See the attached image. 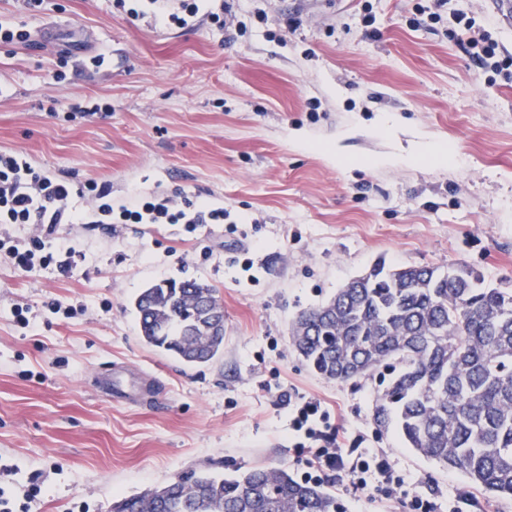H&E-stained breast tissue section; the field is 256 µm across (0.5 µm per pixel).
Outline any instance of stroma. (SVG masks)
Returning a JSON list of instances; mask_svg holds the SVG:
<instances>
[{
    "label": "stroma",
    "instance_id": "35a3bbf8",
    "mask_svg": "<svg viewBox=\"0 0 512 512\" xmlns=\"http://www.w3.org/2000/svg\"><path fill=\"white\" fill-rule=\"evenodd\" d=\"M144 15L131 19L127 8ZM512 54L493 0H205L192 26L146 0H0V152L76 185L108 182L112 205L184 195L220 224H60L73 268L14 267L0 250V493L29 512H112L119 498L188 470L314 469L277 395L319 399L347 447L387 455L396 494L323 482L347 512L492 510L459 472L405 448L372 419L377 381L316 375L292 320L377 262L463 264L512 288V70L472 61L458 14ZM103 63H96V56ZM102 105L87 115L85 108ZM396 116L457 159L377 166ZM348 157L332 163L327 149ZM199 279L224 307V353L191 366L148 345L133 302L161 280ZM25 323H17L16 313ZM139 401L112 397V375Z\"/></svg>",
    "mask_w": 512,
    "mask_h": 512
}]
</instances>
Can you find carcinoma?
<instances>
[{
    "label": "carcinoma",
    "instance_id": "cac0c4a2",
    "mask_svg": "<svg viewBox=\"0 0 512 512\" xmlns=\"http://www.w3.org/2000/svg\"><path fill=\"white\" fill-rule=\"evenodd\" d=\"M217 290L166 280L140 292V335L189 365L211 362L224 337L208 334ZM290 344L321 377L346 383L382 368L372 418L407 447L462 473L488 503L512 499V288L464 265L375 264L325 304L301 312ZM112 512H344L335 494L287 469L231 476L195 470L123 498Z\"/></svg>",
    "mask_w": 512,
    "mask_h": 512
}]
</instances>
